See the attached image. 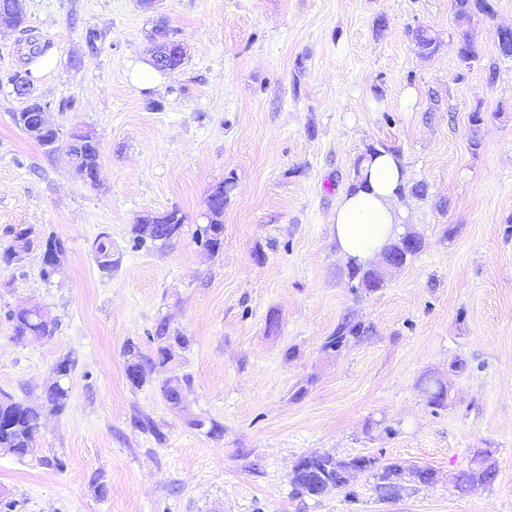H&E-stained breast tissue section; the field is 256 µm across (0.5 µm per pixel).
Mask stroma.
Returning <instances> with one entry per match:
<instances>
[{"label": "stroma", "mask_w": 512, "mask_h": 512, "mask_svg": "<svg viewBox=\"0 0 512 512\" xmlns=\"http://www.w3.org/2000/svg\"><path fill=\"white\" fill-rule=\"evenodd\" d=\"M490 2L461 17L451 0H24L28 34L0 21V247L13 229L31 241L0 265V394L41 404L58 360L74 362L67 406L44 414L29 454L0 451V512H512V57L498 49L512 0ZM160 21L186 61L148 88L133 74ZM418 27L438 42L432 56ZM463 32L479 57L468 69ZM45 42L57 63L34 90L59 131L52 152L15 126L25 101L9 82ZM77 127L99 145L93 184L67 155ZM372 147L427 187L401 196L420 251L374 292L353 288L330 234ZM229 176L224 249L211 256L195 234ZM169 211L180 238L132 250L133 224ZM51 236L65 249L46 279ZM20 306L44 310L54 336L16 340L8 313ZM164 319L189 339L178 361L194 385L179 409L159 393L168 370L140 387L125 373L126 344L151 351ZM346 319L369 335L324 349ZM429 379L444 407L428 404ZM484 449L494 483L458 493L454 475ZM312 451L436 480L387 503L357 472L302 499L290 476Z\"/></svg>", "instance_id": "stroma-1"}]
</instances>
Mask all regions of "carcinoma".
Returning a JSON list of instances; mask_svg holds the SVG:
<instances>
[{
	"mask_svg": "<svg viewBox=\"0 0 512 512\" xmlns=\"http://www.w3.org/2000/svg\"><path fill=\"white\" fill-rule=\"evenodd\" d=\"M455 12L465 16L473 10L487 12L491 9L489 0H452ZM161 38L157 43L156 54L162 55L167 61L171 71H176L184 64L185 54L181 43L175 39L174 33L164 24L156 26ZM413 38L418 52L429 56L435 49V38L425 28L418 27L413 31ZM458 55L461 64L470 68L477 59V53L467 34L463 33L458 40ZM99 149L95 143L82 145L74 157L77 172L84 178H97L99 167ZM233 187L230 178L218 183L208 195L207 205L210 213V223L199 228L196 234V243L210 254H218L224 249V202ZM182 218L175 211L162 214V221L153 216L144 220L142 224L133 225V249L140 250L147 243L162 246L172 243L182 234ZM29 240L27 230L20 229L14 232L12 243L0 253V261L6 265L21 260L22 254L28 250ZM99 268L109 274L116 261L112 260V251L106 237H98L93 244ZM420 241L414 236L405 235L391 243L382 252L383 256L407 257L417 253ZM350 280L358 281V286L374 291L383 287L384 274L381 268L356 265L350 268ZM14 336L21 340L27 336H54L56 324L42 314H33L24 309L14 310L10 313ZM369 328L359 322L344 321L336 327V331L327 337L323 348L338 349L353 341H358L368 335ZM155 343L153 351L146 354L134 344L127 346L126 374L128 379L137 381L141 386L147 382L151 373L157 367H163L171 362L172 349H184L189 340L182 332L171 329L169 324L162 322L155 329L152 337ZM72 360L66 356L59 360L54 368L56 380L46 388L44 403L33 406L6 395L0 398V448H10L12 453L22 458L27 453L40 426L43 410L61 412L69 399L68 388L62 385L71 372ZM423 392L428 404L441 407L446 399L444 389L432 381L424 384ZM359 470L366 471L375 477L382 473L403 470L400 465L381 466L374 457L355 456L349 459ZM336 463L327 455L310 453L299 458L297 469L292 472L291 484L295 494L301 497L315 498L323 490L321 483L328 481L331 487H336Z\"/></svg>",
	"mask_w": 512,
	"mask_h": 512,
	"instance_id": "obj_1",
	"label": "carcinoma"
}]
</instances>
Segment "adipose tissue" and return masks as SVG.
<instances>
[{
  "mask_svg": "<svg viewBox=\"0 0 512 512\" xmlns=\"http://www.w3.org/2000/svg\"><path fill=\"white\" fill-rule=\"evenodd\" d=\"M405 178L397 153L382 149L366 156L356 190L343 194L332 217V234L341 256L367 262L400 235L405 211L398 188Z\"/></svg>",
  "mask_w": 512,
  "mask_h": 512,
  "instance_id": "obj_1",
  "label": "adipose tissue"
}]
</instances>
